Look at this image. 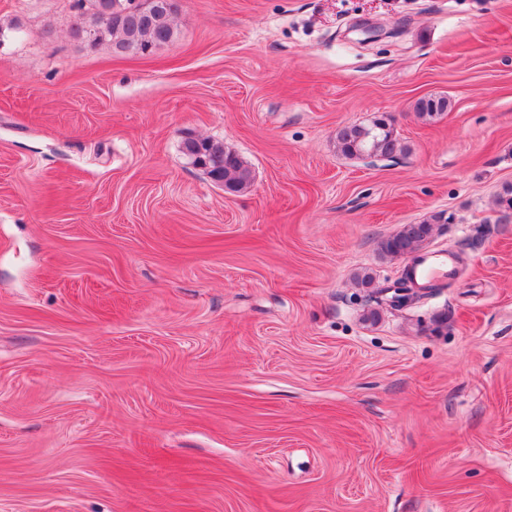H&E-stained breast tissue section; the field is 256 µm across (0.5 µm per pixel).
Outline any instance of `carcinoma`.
<instances>
[{"instance_id":"1","label":"carcinoma","mask_w":512,"mask_h":512,"mask_svg":"<svg viewBox=\"0 0 512 512\" xmlns=\"http://www.w3.org/2000/svg\"><path fill=\"white\" fill-rule=\"evenodd\" d=\"M81 13L73 25L74 34L82 35V24L92 18L96 22L92 46L109 42L119 53L146 55L170 43L175 35L173 18L180 9L179 0H165V6L157 8L156 0H79ZM449 101L445 97H428L417 100L414 110L419 116L432 119L448 111ZM338 150L348 157L365 154L393 157L402 151V145L392 131L380 128L378 121L370 125L352 124L336 131ZM204 150L209 174L217 175L224 183V191L241 193L252 183V171L235 152L224 148V144L212 139L188 138L184 150L191 154ZM448 223L445 213L438 212L419 224H406L395 235L379 243L382 254L401 258L418 253L431 237L434 227Z\"/></svg>"}]
</instances>
